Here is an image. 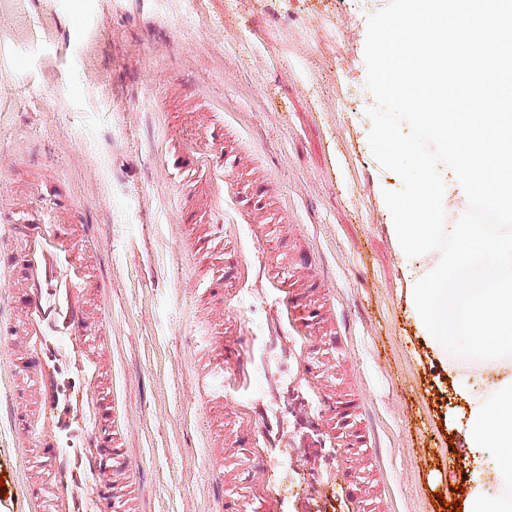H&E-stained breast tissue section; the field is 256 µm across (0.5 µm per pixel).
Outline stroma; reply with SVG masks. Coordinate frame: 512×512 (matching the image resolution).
Here are the masks:
<instances>
[{"mask_svg":"<svg viewBox=\"0 0 512 512\" xmlns=\"http://www.w3.org/2000/svg\"><path fill=\"white\" fill-rule=\"evenodd\" d=\"M389 0H0V225L89 224L87 296L108 338L104 388L136 491L119 512H216L209 470L245 479L226 453L230 408L198 411L195 375L224 316L211 289L237 285V256L181 160L182 140L224 123V170L270 229L278 269L311 278L331 345L317 361L360 448L350 470L364 512H442L481 480L459 460L466 408L447 357L418 332L375 186L394 180L368 141L367 19ZM355 96L324 107L328 91ZM18 301L0 286V394L36 397L15 372ZM17 427L0 422V512H42L46 485Z\"/></svg>","mask_w":512,"mask_h":512,"instance_id":"stroma-1","label":"stroma"}]
</instances>
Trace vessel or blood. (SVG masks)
I'll return each mask as SVG.
<instances>
[{
	"mask_svg": "<svg viewBox=\"0 0 512 512\" xmlns=\"http://www.w3.org/2000/svg\"><path fill=\"white\" fill-rule=\"evenodd\" d=\"M183 153L209 168L207 202L225 211L235 184L225 179L221 156L198 138L189 139ZM73 233L70 224L24 227L20 346L38 394L20 442L38 448L50 468L48 512H114L118 484L137 476L112 438V406L101 396L105 339L92 332L86 302L95 284ZM224 234L238 247L239 285L214 294L233 331L219 358L196 378L203 402L229 398L236 409L251 485L225 500L224 512H362L345 473L350 445L333 423L336 398L313 379L317 322L307 295L263 271L267 227L252 214H237ZM252 300L269 307L266 331H254L244 314ZM267 359L285 364L289 383L262 399L254 382Z\"/></svg>",
	"mask_w": 512,
	"mask_h": 512,
	"instance_id": "vessel-or-blood-1",
	"label": "vessel or blood"
}]
</instances>
